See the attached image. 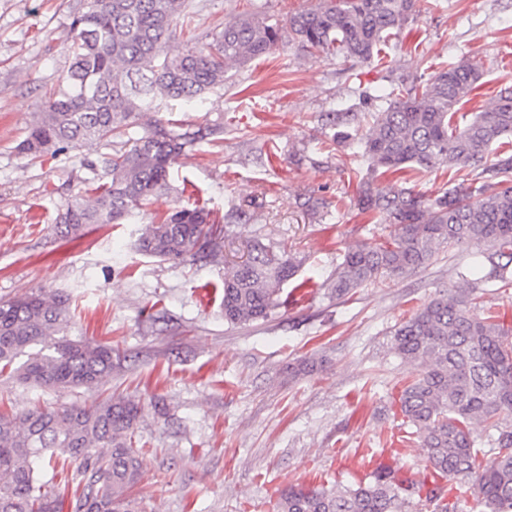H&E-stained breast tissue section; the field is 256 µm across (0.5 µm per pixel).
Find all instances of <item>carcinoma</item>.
<instances>
[{
  "label": "carcinoma",
  "mask_w": 512,
  "mask_h": 512,
  "mask_svg": "<svg viewBox=\"0 0 512 512\" xmlns=\"http://www.w3.org/2000/svg\"><path fill=\"white\" fill-rule=\"evenodd\" d=\"M188 0H84L71 22L70 65L58 87L34 113L17 151L36 160L108 142L138 126L142 112L159 114L128 138L130 146L85 157L88 176L70 193L54 228L61 239L91 224L132 217L170 189L172 165L219 133L203 119L176 130L161 114L177 103L209 112L208 95L224 89L229 72L277 49L296 44L309 53L341 55L361 63L379 56L420 12V0H316L271 18L263 4L224 22L203 48L167 50L189 18ZM482 66L463 59L419 85H375L363 91L371 121L346 130L354 107L328 113L332 140L354 148L367 164L359 204L382 214L387 238L367 240L343 255L325 283L341 300L380 280L399 278L429 263L435 246L468 249L456 276L466 289L442 291L390 331V348L421 368L404 383L399 408L418 444L428 475L408 482L378 466L355 485L289 487L277 512H410L413 500L429 512H458L472 495L486 512H512V326L478 307L486 283L501 294L512 289V153L492 146L512 135V88L460 124L456 106L480 87ZM468 168V178L434 198L409 187H379L370 175L400 176L409 167ZM222 230L197 204L175 208L147 224L136 249L161 261L214 259ZM294 255L254 240L247 258L224 266L222 312L231 324L267 319L280 305L284 284L296 276ZM66 293H38L0 301V374L45 389L100 386L112 376V346L72 335ZM140 404L110 394L88 406L0 412V512H63L65 498L44 479L46 459L74 464L71 480L83 492L71 512H129L139 482L143 449L135 428ZM481 424L485 440L475 436Z\"/></svg>",
  "instance_id": "1"
}]
</instances>
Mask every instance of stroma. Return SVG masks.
<instances>
[{
  "mask_svg": "<svg viewBox=\"0 0 512 512\" xmlns=\"http://www.w3.org/2000/svg\"><path fill=\"white\" fill-rule=\"evenodd\" d=\"M171 52L202 47L250 0H199ZM81 0H0V301L27 292L70 294L76 335L111 344L114 368L95 389L39 390L0 377V411L34 404L88 405L112 393L140 401L136 435L145 444L132 512H273L286 484H348V459L388 447L403 422L396 399L416 370L390 350V331L438 291L457 286L466 249L440 248L435 261L403 279L380 281L347 301L322 282L344 253L389 227L357 204L363 163L327 143L328 112L354 104L361 88L429 76L463 56L481 59L483 84L459 107L468 116L512 86V0H424L422 11L371 64L303 54L284 45L234 69L209 118L216 141L182 156L172 187L148 211L95 224L59 239L53 219L66 184L84 178L83 150L29 161L15 146L44 95L68 66L70 23ZM319 199L318 214L301 209ZM195 202L214 223L230 206L246 224L231 227L225 257L259 238L301 259L295 281L318 287L301 296L285 284L265 320L225 322L223 263H174L143 256L144 224ZM306 358L313 372L293 377Z\"/></svg>",
  "mask_w": 512,
  "mask_h": 512,
  "instance_id": "1",
  "label": "stroma"
}]
</instances>
